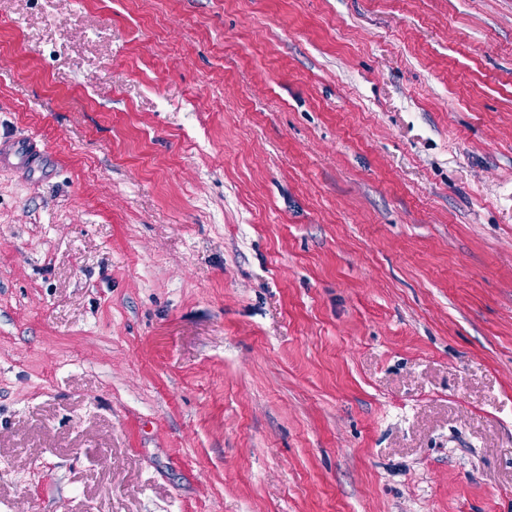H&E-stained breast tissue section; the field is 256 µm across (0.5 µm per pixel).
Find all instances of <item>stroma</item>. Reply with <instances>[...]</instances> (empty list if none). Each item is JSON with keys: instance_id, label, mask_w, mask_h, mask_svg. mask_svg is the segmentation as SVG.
Wrapping results in <instances>:
<instances>
[{"instance_id": "35a3bbf8", "label": "stroma", "mask_w": 512, "mask_h": 512, "mask_svg": "<svg viewBox=\"0 0 512 512\" xmlns=\"http://www.w3.org/2000/svg\"><path fill=\"white\" fill-rule=\"evenodd\" d=\"M0 512H512V0H0ZM37 147L32 139L28 141L4 140L0 141V162L7 155H13L17 159V164L24 167L32 164L36 160Z\"/></svg>"}]
</instances>
